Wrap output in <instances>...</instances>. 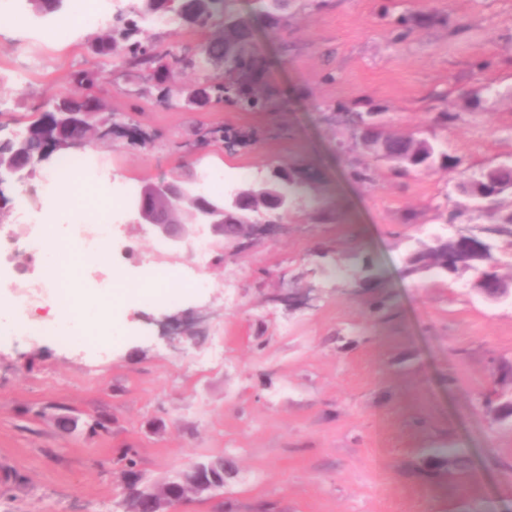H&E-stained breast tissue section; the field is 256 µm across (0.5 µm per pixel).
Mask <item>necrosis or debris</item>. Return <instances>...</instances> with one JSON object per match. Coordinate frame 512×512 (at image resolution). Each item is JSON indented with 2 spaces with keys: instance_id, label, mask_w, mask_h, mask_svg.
Returning a JSON list of instances; mask_svg holds the SVG:
<instances>
[{
  "instance_id": "obj_1",
  "label": "necrosis or debris",
  "mask_w": 512,
  "mask_h": 512,
  "mask_svg": "<svg viewBox=\"0 0 512 512\" xmlns=\"http://www.w3.org/2000/svg\"><path fill=\"white\" fill-rule=\"evenodd\" d=\"M53 183L79 191L89 186L91 180L83 161L66 158L38 179L32 192L37 197H44L47 186ZM113 231L111 218H100L91 207L78 222L64 225L61 246L76 247L81 253L97 258L105 268L104 274L86 280H74L67 275L60 261L59 248L49 247L46 241L42 212L30 214L28 223L20 233L0 232V261L8 260L20 250L38 271L28 289L16 294L13 313L0 312V335L26 338L51 336L63 345L80 339L88 348L102 351L109 345L112 321L120 316L123 309L141 304H177L179 294L156 290L160 272L152 263H144L136 279L120 280L109 274ZM116 290L121 292L122 300L115 307L110 299ZM81 299L103 302L102 324L98 329H91L87 320L77 314V302ZM43 303L54 308V318L43 321L29 317V310Z\"/></svg>"
}]
</instances>
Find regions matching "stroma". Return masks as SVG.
<instances>
[{"instance_id":"obj_1","label":"stroma","mask_w":512,"mask_h":512,"mask_svg":"<svg viewBox=\"0 0 512 512\" xmlns=\"http://www.w3.org/2000/svg\"><path fill=\"white\" fill-rule=\"evenodd\" d=\"M0 6L22 18L0 26L7 131L71 93L73 72L108 70L95 94L121 126L86 155L116 182L190 170L236 188L278 165L316 175L284 229L213 247L204 295L127 309L108 358L50 336L0 338V512H122L110 467L126 448L148 486L230 457L221 495L189 496L180 512H512V299H485L472 271L408 270L433 237L486 221L445 222L457 171L393 172L336 120L371 111L380 133L428 137L472 170L512 165V0H288L254 40L286 108L259 113L169 106L165 85L110 66L96 38L117 0L68 43L43 36L67 13ZM206 36L168 16L140 33L162 52ZM219 126L238 144L207 138ZM154 239L121 224L113 272L188 263L153 253ZM166 318L183 334L163 336ZM99 417L107 431L91 432Z\"/></svg>"}]
</instances>
